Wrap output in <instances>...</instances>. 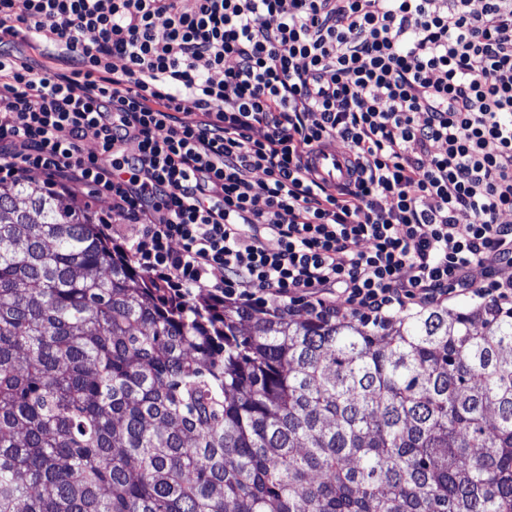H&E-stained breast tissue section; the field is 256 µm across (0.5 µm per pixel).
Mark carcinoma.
Wrapping results in <instances>:
<instances>
[{
  "label": "carcinoma",
  "mask_w": 512,
  "mask_h": 512,
  "mask_svg": "<svg viewBox=\"0 0 512 512\" xmlns=\"http://www.w3.org/2000/svg\"><path fill=\"white\" fill-rule=\"evenodd\" d=\"M102 223L0 181V512H512V311L256 318Z\"/></svg>",
  "instance_id": "carcinoma-1"
}]
</instances>
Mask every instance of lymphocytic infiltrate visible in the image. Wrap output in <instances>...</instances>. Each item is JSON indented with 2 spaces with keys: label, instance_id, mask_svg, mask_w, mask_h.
<instances>
[{
  "label": "lymphocytic infiltrate",
  "instance_id": "f902f5d3",
  "mask_svg": "<svg viewBox=\"0 0 512 512\" xmlns=\"http://www.w3.org/2000/svg\"><path fill=\"white\" fill-rule=\"evenodd\" d=\"M471 2L0 0V179L110 198L167 288L377 321L470 289L512 262V0ZM328 140L334 190L304 163ZM512 279V265H496L495 267L484 268L474 267L470 271V279L476 286L482 287L492 279Z\"/></svg>",
  "mask_w": 512,
  "mask_h": 512
}]
</instances>
